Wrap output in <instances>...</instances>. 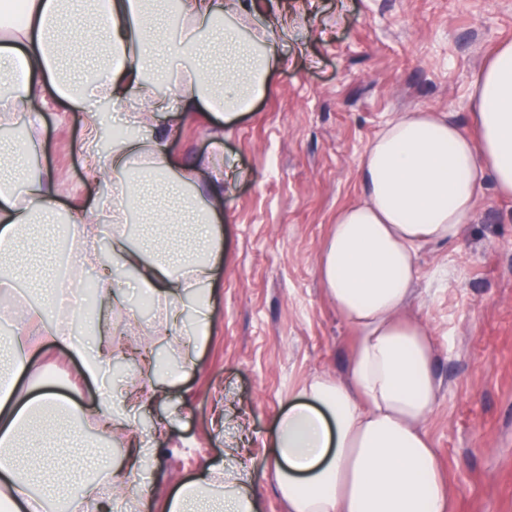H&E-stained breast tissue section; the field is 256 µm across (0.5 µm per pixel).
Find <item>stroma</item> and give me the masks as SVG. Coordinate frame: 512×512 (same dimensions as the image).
Segmentation results:
<instances>
[{"mask_svg": "<svg viewBox=\"0 0 512 512\" xmlns=\"http://www.w3.org/2000/svg\"><path fill=\"white\" fill-rule=\"evenodd\" d=\"M279 8L288 39L252 110L220 129L187 122L164 142L173 160L200 163L224 136L213 327L181 381L136 414L149 490L115 495L112 512H166L177 482L232 460L254 469L260 512H286L264 438L289 395L342 374L349 357L355 333L325 297L317 259L337 209L361 193L357 159L401 112L470 126L473 76L512 39V0H256L255 24ZM42 123L33 170L73 202L95 203L102 187L81 163L82 113L57 99ZM419 267L413 311L436 340L444 384L427 428L453 512H512V200L485 183L460 242L423 247ZM440 267L454 279H439ZM32 363L22 388L95 408V387L66 348L35 343Z\"/></svg>", "mask_w": 512, "mask_h": 512, "instance_id": "35a3bbf8", "label": "stroma"}]
</instances>
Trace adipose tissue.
Masks as SVG:
<instances>
[{
  "instance_id": "1",
  "label": "adipose tissue",
  "mask_w": 512,
  "mask_h": 512,
  "mask_svg": "<svg viewBox=\"0 0 512 512\" xmlns=\"http://www.w3.org/2000/svg\"><path fill=\"white\" fill-rule=\"evenodd\" d=\"M162 2L91 0L87 28L74 17L71 0H26L22 25L0 21V77L11 86L8 97H0V126L23 123L27 151L36 153L48 97L67 100L85 113L88 174L112 192L111 206L65 211L59 200L66 191L50 174L17 176L14 159L0 156V265L24 273L26 257L18 249L24 231L65 214L62 230L79 249V267L99 271L93 342L72 334L86 318L83 311L57 310V282L28 309V324L0 339L10 356L8 370H0L8 383L0 392V492L10 512H45L69 465L66 449L46 448L27 466L14 453L20 443L54 431L63 414L68 436L90 431L101 440L136 444L132 418L141 401L165 395L150 373L127 393L124 406L103 399L90 414L56 393L18 392L16 377L28 367L33 345L29 323L39 324L43 340L68 347L94 379L116 359L110 317L127 310L132 291H141L155 302L161 325L180 328L169 341L181 359L171 372L175 382L193 365L191 347L212 326L224 168L171 159L155 131L157 118L165 116L175 129L201 112L230 122L251 111L279 64L273 47L286 28L279 20L254 25V0H174L181 34L168 41V55L193 63L177 72L170 96L162 97L142 87L145 76L165 78L154 48L163 36ZM133 90L141 91L143 104L129 116L130 135L112 139L100 153L107 120L100 103H124ZM467 108L476 133L442 113L405 112L358 160L362 198L337 212L318 260L325 292L356 331V342L343 375L306 380L270 436L276 450L270 466L288 512H448L450 490L426 431L442 386L435 343L407 308L421 249L460 239L485 181L512 199V41L499 44L475 75ZM103 238L112 252L108 264L96 247ZM121 269L131 279H120ZM187 298L194 314L183 328ZM135 471L132 465L113 471L108 456L90 460L69 512L104 505L109 483L132 491ZM251 481L249 468L231 465L210 481L183 482L169 512H257Z\"/></svg>"
}]
</instances>
